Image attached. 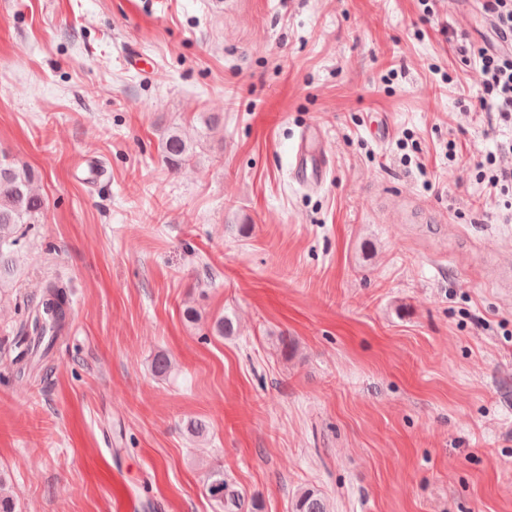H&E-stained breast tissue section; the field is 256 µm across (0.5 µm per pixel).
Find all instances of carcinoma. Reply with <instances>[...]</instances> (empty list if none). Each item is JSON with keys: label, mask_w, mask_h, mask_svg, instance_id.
Listing matches in <instances>:
<instances>
[{"label": "carcinoma", "mask_w": 512, "mask_h": 512, "mask_svg": "<svg viewBox=\"0 0 512 512\" xmlns=\"http://www.w3.org/2000/svg\"><path fill=\"white\" fill-rule=\"evenodd\" d=\"M161 156L166 164L177 169L195 156L194 144L182 135L179 128L169 129L160 143ZM33 171L19 165L0 152V287L13 272L14 247L19 242L23 225L32 224L45 208L44 198L33 190ZM41 308L27 316L24 328L26 348L18 356L46 355L62 337L70 311L69 285L60 279H50L43 286ZM206 493L216 502L221 512H242L243 493L226 477L223 468H214L208 474ZM290 512H328L323 494L306 488L290 502Z\"/></svg>", "instance_id": "carcinoma-1"}]
</instances>
